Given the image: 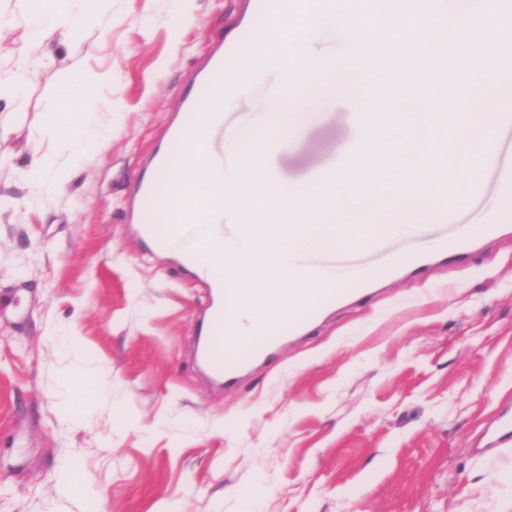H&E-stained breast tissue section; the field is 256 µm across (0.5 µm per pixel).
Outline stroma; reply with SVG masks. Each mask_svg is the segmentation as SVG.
<instances>
[{"mask_svg": "<svg viewBox=\"0 0 512 512\" xmlns=\"http://www.w3.org/2000/svg\"><path fill=\"white\" fill-rule=\"evenodd\" d=\"M249 0H112L84 37H27L20 0L0 41L46 58L0 100V512H512V446L475 442L512 405V230L372 298L325 309L231 385L197 365L205 284L127 222L131 176L160 143L188 77ZM107 72L85 149L46 133L63 72ZM349 101L273 164L297 185L344 153ZM66 166L38 203L33 158ZM459 204L487 221L495 173ZM66 336L109 394L77 421Z\"/></svg>", "mask_w": 512, "mask_h": 512, "instance_id": "stroma-1", "label": "stroma"}]
</instances>
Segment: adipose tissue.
Masks as SVG:
<instances>
[{
  "instance_id": "1",
  "label": "adipose tissue",
  "mask_w": 512,
  "mask_h": 512,
  "mask_svg": "<svg viewBox=\"0 0 512 512\" xmlns=\"http://www.w3.org/2000/svg\"><path fill=\"white\" fill-rule=\"evenodd\" d=\"M91 7L80 14L71 12L66 0H25L27 12V28L30 38L43 40L47 35L63 31L64 35L75 38L87 28L94 25L98 16L105 14L111 0H91ZM109 74H87L80 84H72L69 79H62L60 92L70 94L85 101L86 106L79 112L57 110L46 113L42 122L49 132L57 137L71 140L75 153H82L84 143L73 132L75 125H91L96 110L95 89L108 82Z\"/></svg>"
}]
</instances>
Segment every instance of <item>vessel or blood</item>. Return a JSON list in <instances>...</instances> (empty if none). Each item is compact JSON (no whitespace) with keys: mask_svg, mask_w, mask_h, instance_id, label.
I'll use <instances>...</instances> for the list:
<instances>
[{"mask_svg":"<svg viewBox=\"0 0 512 512\" xmlns=\"http://www.w3.org/2000/svg\"><path fill=\"white\" fill-rule=\"evenodd\" d=\"M281 0H252L251 9L231 38H218L202 64L189 78L190 90L181 102V107L167 127L159 147L146 164L147 170L135 174L133 194L129 201L131 223L140 227L142 236L152 239L157 249H166L165 240L158 238L153 221L154 201L161 185L171 184L172 152L175 148L190 143L211 144L224 132L220 107L213 103V90L227 69L236 67L250 52L253 43L263 32L265 18L277 12ZM497 199L500 213L512 211V165L496 171ZM453 209L445 208L435 214L434 219L441 230L429 251L394 252L391 244L394 236L390 230L379 232L375 248L387 252L386 260L369 266L366 275H349L335 272L334 277L346 281L345 299L361 300L368 297L377 282L395 280L414 273L432 262L447 260L453 253L469 250L482 240H491L504 230L503 224L492 220L483 224H459L454 220ZM223 303L211 305L204 331L201 363L212 376L227 382L234 381L238 373L255 362L260 352L246 348L233 354H225L223 339L229 321ZM512 444V408H503L495 423L487 430L484 444L497 448Z\"/></svg>","mask_w":512,"mask_h":512,"instance_id":"obj_1","label":"vessel or blood"}]
</instances>
